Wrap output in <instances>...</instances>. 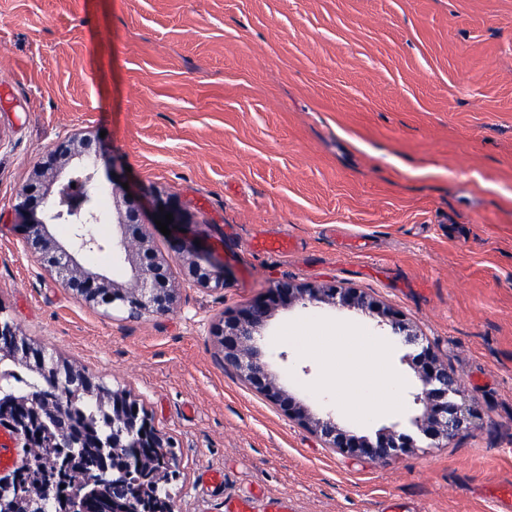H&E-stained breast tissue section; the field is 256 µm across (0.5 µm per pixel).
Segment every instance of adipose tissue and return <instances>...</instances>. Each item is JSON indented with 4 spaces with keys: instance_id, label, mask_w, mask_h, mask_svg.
Segmentation results:
<instances>
[{
    "instance_id": "ef3b65f1",
    "label": "adipose tissue",
    "mask_w": 512,
    "mask_h": 512,
    "mask_svg": "<svg viewBox=\"0 0 512 512\" xmlns=\"http://www.w3.org/2000/svg\"><path fill=\"white\" fill-rule=\"evenodd\" d=\"M333 346L336 353L363 362L362 368L352 375L343 368L328 369L325 385L338 400H345L348 394H356L357 411L367 419L397 405L404 383L386 368L387 337L372 333L341 335L336 337Z\"/></svg>"
}]
</instances>
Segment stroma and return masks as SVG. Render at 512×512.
Segmentation results:
<instances>
[{
    "mask_svg": "<svg viewBox=\"0 0 512 512\" xmlns=\"http://www.w3.org/2000/svg\"><path fill=\"white\" fill-rule=\"evenodd\" d=\"M124 187L105 212L176 200L224 290L173 275L174 313L124 320L22 251L16 199L54 192L68 134ZM266 236L293 243L285 254ZM351 288L400 311L475 397L447 446L386 463L324 448L226 368L211 328L275 284ZM0 314L64 364L125 390L170 438L174 512H501L512 483V0H0ZM392 336L371 310L275 306L264 350L313 414L323 336ZM398 412L341 426L412 431ZM210 472L222 483L207 480Z\"/></svg>",
    "mask_w": 512,
    "mask_h": 512,
    "instance_id": "35a3bbf8",
    "label": "stroma"
}]
</instances>
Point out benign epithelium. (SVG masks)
<instances>
[{
  "label": "benign epithelium",
  "instance_id": "obj_1",
  "mask_svg": "<svg viewBox=\"0 0 512 512\" xmlns=\"http://www.w3.org/2000/svg\"><path fill=\"white\" fill-rule=\"evenodd\" d=\"M70 144H77L80 161L58 183L49 198L35 199L32 187L22 188L16 205L22 216L23 236L21 247L50 271L61 286L71 291L80 301L92 306H110L123 312L129 321L146 316L167 315L177 309L176 289L170 284L171 263H178L185 279L193 285L218 291L224 288L220 271L209 262L190 259V250L179 237L169 241V256L161 258L154 252V226L138 223L130 210L118 216L112 225V243L109 252L113 262L125 269L129 285L110 279L100 269L86 266L85 260L102 251V244L93 228L106 222V214L96 202L94 192L104 191L97 172L99 150L94 140L73 137ZM68 222L72 226L68 241H57L51 228ZM338 299V305L347 308L377 307L351 288L292 287L278 284L266 294L242 309L221 317L213 328L215 344L224 359V365L233 368L241 379L269 402L285 411L300 424L314 423V429L327 448L342 455H361L372 461L384 463L391 460L400 449L417 446L418 438L411 434L396 436L383 431L371 436L350 433L337 423L335 412L326 410L315 420L308 410L288 391L277 385L278 376L272 369L261 345L262 330L270 317L271 306L288 300L290 306L306 308L322 301L324 294ZM379 314L388 320L394 334H405V342L420 348L413 355L419 362L415 376L417 387L411 394L412 403L419 413L411 419L413 427L426 439L449 438L454 432L470 427L478 416L474 399L457 375L440 364L431 346L418 336L406 333L401 315L390 309ZM11 355L18 354L33 360L45 372H60L55 356L44 349L30 346L16 325L0 317V349ZM63 381L77 384L87 390L99 391L96 384L84 373L65 371ZM56 401V390L50 386L35 388L18 399L0 406V428L12 431L26 448L16 472L0 477V493L14 494L19 500L26 497L27 474L38 463L40 449L47 446L51 431L44 427L43 411L50 410ZM112 447L136 448L140 451L164 445L148 414L137 408V403L119 391L112 392ZM58 444L49 448L55 456L52 471L55 493L41 505L44 512H85L73 493L61 488L73 472L85 466V459L63 456L67 447L102 448L100 440L90 442L84 428L71 421L64 430L57 432ZM104 469L120 474L135 473L139 481L148 483L151 475L133 466L132 460H111L105 454L96 455ZM160 502L141 496L137 501L114 496L105 512H158Z\"/></svg>",
  "mask_w": 512,
  "mask_h": 512
}]
</instances>
